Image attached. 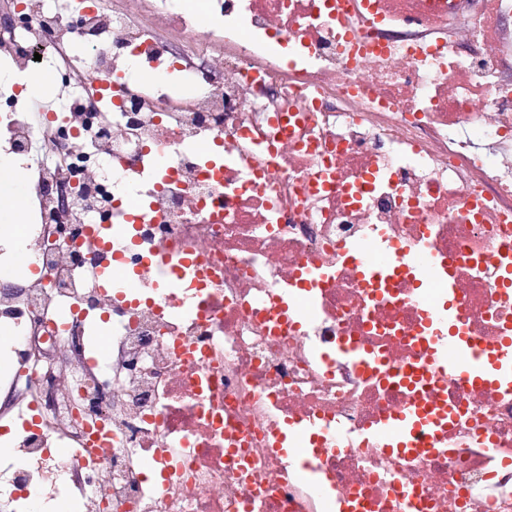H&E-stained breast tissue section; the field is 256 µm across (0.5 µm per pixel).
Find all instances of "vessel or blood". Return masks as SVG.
<instances>
[{
  "label": "vessel or blood",
  "mask_w": 512,
  "mask_h": 512,
  "mask_svg": "<svg viewBox=\"0 0 512 512\" xmlns=\"http://www.w3.org/2000/svg\"><path fill=\"white\" fill-rule=\"evenodd\" d=\"M421 273L422 289L418 295L422 303H429L427 283H436L442 292L453 293L450 281L438 278L440 266L437 257L423 251L414 260ZM420 339L430 353L433 367L455 375L468 384L512 383V334L503 336L496 353L479 351L466 335L463 322L454 308L428 319L420 330ZM445 417L443 410L421 404L416 409L394 416L391 424L384 427L383 433L391 448L397 450L414 449L413 436L422 429L430 428Z\"/></svg>",
  "instance_id": "vessel-or-blood-1"
}]
</instances>
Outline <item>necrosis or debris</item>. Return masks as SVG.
I'll return each instance as SVG.
<instances>
[{
  "mask_svg": "<svg viewBox=\"0 0 512 512\" xmlns=\"http://www.w3.org/2000/svg\"><path fill=\"white\" fill-rule=\"evenodd\" d=\"M124 2L0 0V59L61 92L0 91V263L38 270L0 287V512H512V389L429 369L411 263L512 329V0ZM422 402L437 452L388 450ZM0 195L1 196H12L19 199L23 195L24 187L21 177L17 174V171L11 161L4 159L7 157L0 152ZM10 160L20 165L19 161L15 158L7 157ZM414 263L421 273L419 283L422 286L424 283L429 284L430 282H434L439 288H441L442 292L448 293V299L453 300L454 288L450 279L448 278L447 281L436 276V272L441 265V262L437 257L431 255L426 250H422L414 259ZM437 407L421 404L414 410L397 414L391 424L385 426L381 431L385 435L387 443L393 449L415 451H431L435 448H415L416 445L412 436L424 428H431L441 422L446 414Z\"/></svg>",
  "mask_w": 512,
  "mask_h": 512,
  "instance_id": "obj_1",
  "label": "necrosis or debris"
}]
</instances>
